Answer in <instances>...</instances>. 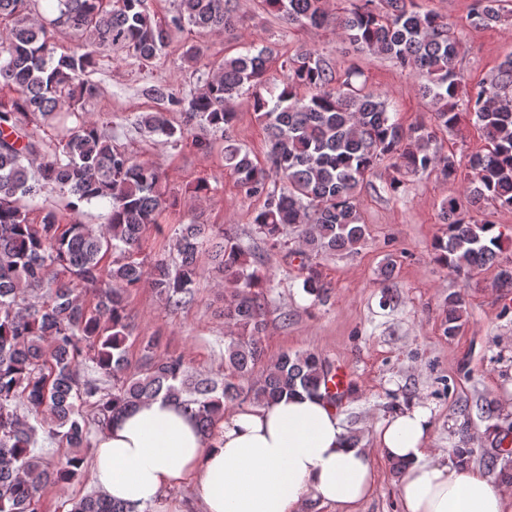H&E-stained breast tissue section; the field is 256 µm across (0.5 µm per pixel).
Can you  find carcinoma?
Masks as SVG:
<instances>
[{
  "mask_svg": "<svg viewBox=\"0 0 512 512\" xmlns=\"http://www.w3.org/2000/svg\"><path fill=\"white\" fill-rule=\"evenodd\" d=\"M40 2L0 0V87L11 92L0 99V512H41L47 485L80 479L83 449L90 445L87 409L101 426L113 412L162 394L211 436L224 403L264 405L299 389L317 394L331 371L311 353L265 360L262 299L274 288L273 275L231 230L182 224L170 252L145 267L139 260L143 236L158 227L167 204L162 173L112 144V135L84 112L97 95L86 76L100 54L127 50L145 65L186 24L202 34L235 28L232 0H179L167 21L151 17L144 0H48L55 11L49 20ZM346 2L331 15L326 0H261L290 27L331 24L353 51L384 57L417 77L434 124L403 127L362 80V70L353 66L340 74L311 50L286 61V78L272 82L273 50L251 46L213 63L204 83L177 100L182 123L155 111L142 113L140 125L206 152L209 132L229 135L233 103L247 97L267 134V160L229 144L225 167L246 196L262 201L252 216L255 236L272 251L300 258L307 270L303 289L321 301L328 285L308 260L351 254L364 244L358 190L383 163L397 173L387 185L395 197L404 187L402 175L438 171L450 182L464 178L466 189L441 204L447 228L433 243L435 259L467 276L495 264V286L511 290L512 262H500L502 234L472 213L487 203L512 210V58L490 79L465 88L456 70L461 41L442 17L419 11L415 0ZM501 18V0H473L471 26ZM50 27L69 33L77 47L57 52ZM466 115L475 118L486 148L463 164L438 146L436 129L450 132ZM45 124L56 129L57 144L40 137ZM50 184L69 195L73 214L109 203L105 224H64L52 209L31 222L28 207ZM202 254L224 274L221 377L195 376L179 354L131 369L126 295L147 285L170 309L180 308L202 276ZM466 306L465 294H448L447 335L460 330ZM88 363L112 379V387L82 377L80 367ZM259 364L261 378L251 383ZM40 433L62 449L52 468L35 452ZM70 512L133 510L92 493Z\"/></svg>",
  "mask_w": 512,
  "mask_h": 512,
  "instance_id": "carcinoma-1",
  "label": "carcinoma"
}]
</instances>
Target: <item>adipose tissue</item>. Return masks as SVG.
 I'll list each match as a JSON object with an SVG mask.
<instances>
[{"instance_id":"1","label":"adipose tissue","mask_w":512,"mask_h":512,"mask_svg":"<svg viewBox=\"0 0 512 512\" xmlns=\"http://www.w3.org/2000/svg\"><path fill=\"white\" fill-rule=\"evenodd\" d=\"M431 414L416 407L352 441L335 406L300 391L224 407L208 437L177 402L156 398L102 429L92 470L102 495L143 512H186L168 490L193 485L202 512H305L309 501L356 512L375 490L378 459L401 464V512H512V496L478 468L436 463Z\"/></svg>"}]
</instances>
